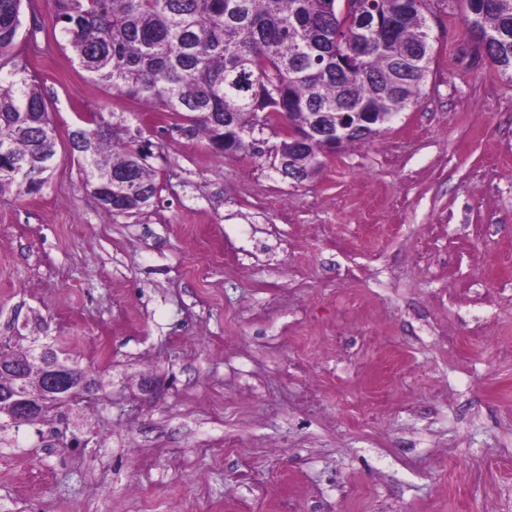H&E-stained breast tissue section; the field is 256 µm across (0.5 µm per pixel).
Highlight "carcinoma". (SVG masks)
<instances>
[{
	"label": "carcinoma",
	"mask_w": 512,
	"mask_h": 512,
	"mask_svg": "<svg viewBox=\"0 0 512 512\" xmlns=\"http://www.w3.org/2000/svg\"><path fill=\"white\" fill-rule=\"evenodd\" d=\"M23 0H0V196L40 194L56 134L37 77L15 51ZM72 61L92 82L187 122L222 157L249 146L256 127H287L275 157L307 179L336 152L326 128L351 113L347 142L372 137L423 95L432 44L425 0H371L367 25L350 24L336 0H48ZM463 20L491 60L512 72V0H461ZM393 35L378 21L400 13ZM85 185L120 216L157 196L150 155L126 119L72 131ZM34 347H0L36 390Z\"/></svg>",
	"instance_id": "cac0c4a2"
}]
</instances>
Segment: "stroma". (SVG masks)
Wrapping results in <instances>:
<instances>
[{
    "instance_id": "35a3bbf8",
    "label": "stroma",
    "mask_w": 512,
    "mask_h": 512,
    "mask_svg": "<svg viewBox=\"0 0 512 512\" xmlns=\"http://www.w3.org/2000/svg\"><path fill=\"white\" fill-rule=\"evenodd\" d=\"M425 15L419 104L297 183L273 130L216 157L26 5L57 153L41 195L0 196V343L103 386L0 433V512H512V79L458 0ZM99 111L153 143L141 212L106 213L70 152Z\"/></svg>"
}]
</instances>
